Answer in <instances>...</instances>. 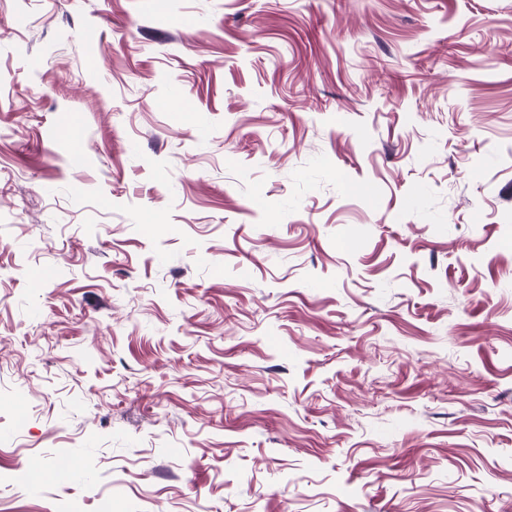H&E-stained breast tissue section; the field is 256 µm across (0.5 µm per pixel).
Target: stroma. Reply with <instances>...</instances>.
Instances as JSON below:
<instances>
[{"label": "stroma", "instance_id": "stroma-1", "mask_svg": "<svg viewBox=\"0 0 512 512\" xmlns=\"http://www.w3.org/2000/svg\"><path fill=\"white\" fill-rule=\"evenodd\" d=\"M106 502L512 512V0H0V512Z\"/></svg>", "mask_w": 512, "mask_h": 512}]
</instances>
